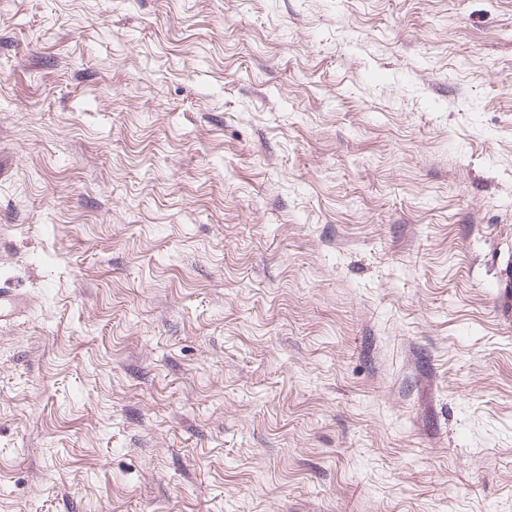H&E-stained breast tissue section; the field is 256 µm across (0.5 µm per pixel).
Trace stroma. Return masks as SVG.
I'll return each mask as SVG.
<instances>
[{"label":"stroma","instance_id":"obj_1","mask_svg":"<svg viewBox=\"0 0 512 512\" xmlns=\"http://www.w3.org/2000/svg\"><path fill=\"white\" fill-rule=\"evenodd\" d=\"M0 512H512V0H0ZM498 307L509 317L512 313V262L506 263L499 280ZM29 306L28 299L9 284L0 286V324L21 316Z\"/></svg>","mask_w":512,"mask_h":512}]
</instances>
